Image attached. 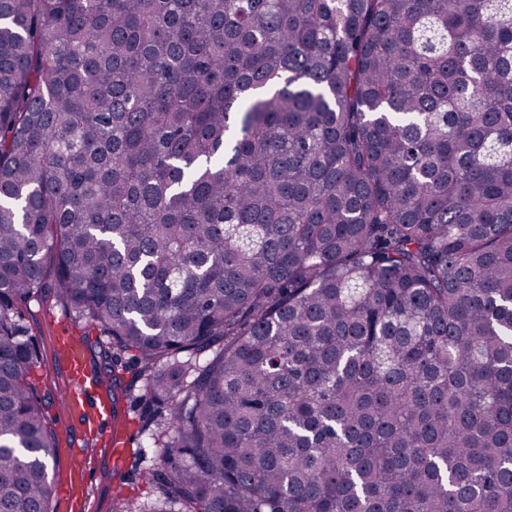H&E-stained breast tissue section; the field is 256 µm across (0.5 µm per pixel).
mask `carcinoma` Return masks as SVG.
<instances>
[{
    "label": "carcinoma",
    "mask_w": 512,
    "mask_h": 512,
    "mask_svg": "<svg viewBox=\"0 0 512 512\" xmlns=\"http://www.w3.org/2000/svg\"><path fill=\"white\" fill-rule=\"evenodd\" d=\"M49 297L177 512H512V0H0V512Z\"/></svg>",
    "instance_id": "cac0c4a2"
}]
</instances>
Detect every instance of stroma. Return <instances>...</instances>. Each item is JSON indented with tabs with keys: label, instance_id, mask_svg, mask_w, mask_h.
<instances>
[{
	"label": "stroma",
	"instance_id": "obj_1",
	"mask_svg": "<svg viewBox=\"0 0 512 512\" xmlns=\"http://www.w3.org/2000/svg\"><path fill=\"white\" fill-rule=\"evenodd\" d=\"M21 323L43 356L41 363L33 368L31 379L39 395L45 396L49 404L47 421L50 427L59 435L69 436L77 448L93 458L87 483L90 512H113L116 501L120 499L138 506L140 512H153L159 504L160 492L156 484L143 478L142 472L155 464L158 450L147 438L143 426L148 421L162 422L163 409L144 399L140 385L133 382V372L124 371L123 377L131 382L132 389L130 393L119 395L117 412L132 446L123 464H115L109 449L88 445L78 426L59 415L58 401L67 392L69 384L63 367L53 356L56 339L66 330L78 335L86 333L94 338L98 335L97 330L88 329L85 322L75 319L52 301L40 307L31 306L24 312Z\"/></svg>",
	"mask_w": 512,
	"mask_h": 512
}]
</instances>
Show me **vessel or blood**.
Returning a JSON list of instances; mask_svg holds the SVG:
<instances>
[{
	"label": "vessel or blood",
	"mask_w": 512,
	"mask_h": 512,
	"mask_svg": "<svg viewBox=\"0 0 512 512\" xmlns=\"http://www.w3.org/2000/svg\"><path fill=\"white\" fill-rule=\"evenodd\" d=\"M56 355L71 381L64 399L63 416L78 423L88 439L106 445L115 455H123L126 450L123 432L112 422L106 388L87 368L81 338L70 335L58 340ZM64 462L68 512H86L88 459L81 452L68 448L64 451Z\"/></svg>",
	"instance_id": "obj_1"
}]
</instances>
